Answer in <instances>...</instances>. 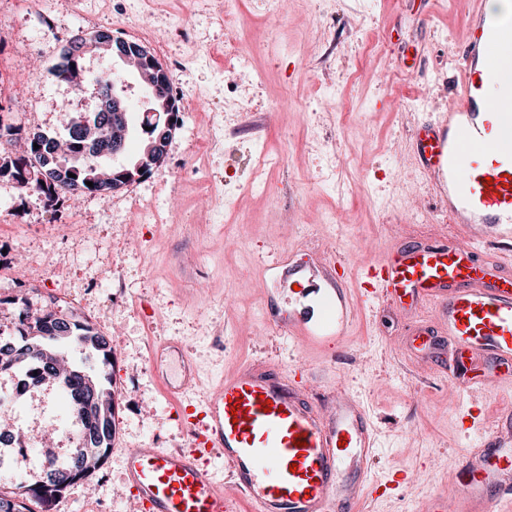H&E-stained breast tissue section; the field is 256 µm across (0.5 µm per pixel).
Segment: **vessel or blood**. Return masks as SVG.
Segmentation results:
<instances>
[{"label": "vessel or blood", "mask_w": 512, "mask_h": 512, "mask_svg": "<svg viewBox=\"0 0 512 512\" xmlns=\"http://www.w3.org/2000/svg\"><path fill=\"white\" fill-rule=\"evenodd\" d=\"M454 56L456 97L415 132L416 162L461 233L398 239L368 262L359 293L340 256L279 257L265 271L290 285L287 304L267 296L264 320L303 348L347 344L359 296L381 299L400 349L432 364L461 393L512 390V17L475 0ZM495 256H488V249ZM190 359L166 394L187 413L189 448H129L126 482L141 512H355L376 457L364 402L336 385L315 399L286 373L245 365L221 379L200 414ZM451 491L425 512H512V409L490 442L459 449ZM220 458L230 485L211 472Z\"/></svg>", "instance_id": "obj_1"}]
</instances>
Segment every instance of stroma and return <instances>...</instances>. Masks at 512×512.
Masks as SVG:
<instances>
[{
	"label": "stroma",
	"instance_id": "stroma-1",
	"mask_svg": "<svg viewBox=\"0 0 512 512\" xmlns=\"http://www.w3.org/2000/svg\"><path fill=\"white\" fill-rule=\"evenodd\" d=\"M221 0H55L50 21L20 0H0V107L12 123L65 136L63 112H91L92 92L55 74L76 31L104 28L148 49L163 45L180 104L165 161L109 196L45 207L0 178V332L14 334L18 298L40 308L57 296L107 337L118 390L117 432L101 469L69 487L53 512H130L127 448L178 449L188 436L163 374L178 362L149 346L178 342L206 390L246 362L326 373L364 399L378 432L371 478L406 470L407 484L363 499L359 512H423L459 466L457 450L496 432L512 397L459 394L396 345L398 327L365 306L350 342L304 351L264 322L263 260L334 246L350 261V287L393 236L456 235L417 167L412 140L425 113L455 94L452 52L464 41L470 0H241L231 29L250 57L224 70ZM38 61L21 79L14 56ZM486 409L471 430L457 414ZM44 434L26 480L43 475L44 448L65 459L74 418L58 385L29 388L7 408Z\"/></svg>",
	"mask_w": 512,
	"mask_h": 512
}]
</instances>
